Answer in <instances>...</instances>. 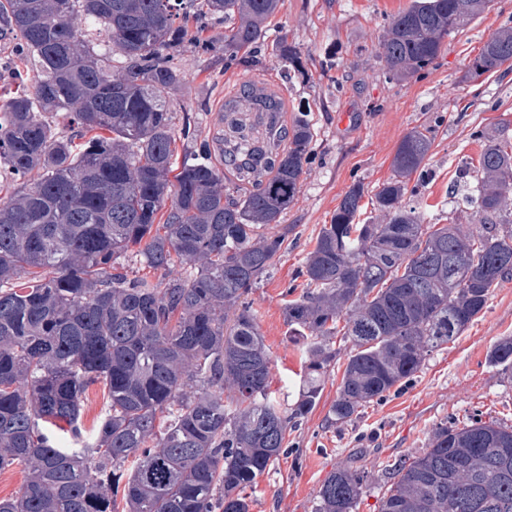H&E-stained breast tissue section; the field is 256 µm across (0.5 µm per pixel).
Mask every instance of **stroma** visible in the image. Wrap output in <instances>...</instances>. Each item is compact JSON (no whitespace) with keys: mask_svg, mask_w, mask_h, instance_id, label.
I'll list each match as a JSON object with an SVG mask.
<instances>
[{"mask_svg":"<svg viewBox=\"0 0 512 512\" xmlns=\"http://www.w3.org/2000/svg\"><path fill=\"white\" fill-rule=\"evenodd\" d=\"M411 0H282L257 55L259 66L225 67L223 53L184 48L183 80L166 94L175 126L191 121L199 138L212 139L213 118L226 103L247 108L244 87L277 91L289 114L305 109L315 130L301 188L283 218L293 225L288 247L273 261L249 301L270 349V389L285 407L298 399L305 354L289 336L285 292L330 223L342 195L362 183L366 195L392 174L400 141L413 127L429 125L436 136L425 160L427 175L411 203L428 224L471 222L473 180L481 146L475 134L498 123L512 127V61L476 80L465 77L491 34L512 26V0H493L480 18L448 38L434 65L406 81L389 79L380 58L392 15ZM302 53L303 75L283 82L273 43L279 32ZM512 336V279L493 289L487 306L454 342L429 352L410 382L366 407L344 425L327 421L340 372L326 379L321 399L296 429L287 450L257 479L251 512H313L317 492L336 466L355 461L365 470L356 512H377L389 485L388 467L423 452L436 427L478 416L512 426V382L490 360L497 341Z\"/></svg>","mask_w":512,"mask_h":512,"instance_id":"1","label":"stroma"}]
</instances>
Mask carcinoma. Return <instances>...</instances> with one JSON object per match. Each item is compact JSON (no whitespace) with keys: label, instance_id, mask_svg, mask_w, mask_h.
Masks as SVG:
<instances>
[{"label":"carcinoma","instance_id":"obj_1","mask_svg":"<svg viewBox=\"0 0 512 512\" xmlns=\"http://www.w3.org/2000/svg\"><path fill=\"white\" fill-rule=\"evenodd\" d=\"M492 0H412L381 43L389 78L427 70L443 42ZM280 0H0V34L17 41L25 72L0 100V174L27 187L0 200V472L25 466L0 512H251L246 495L283 453L288 428L319 402L351 343L327 421L344 424L409 381L428 352L452 342L512 278V141L478 134L476 210L464 231L426 235L405 204L434 140L425 126L399 144L394 175L377 186L379 221L360 224L365 188L343 194L298 272L306 290L286 303L308 360L292 408L272 397V360L249 295L282 251L314 138L297 116L282 136L283 101L251 147L224 112L230 173L190 124L175 152L165 92L182 80L177 56L224 42V65L254 56ZM195 18L196 30L188 27ZM235 20L224 39L209 20ZM284 78L301 51L275 43ZM120 55L112 66V55ZM512 61V27L471 59L476 80ZM107 130L110 137L95 134ZM93 136H88V133ZM170 202L163 224L158 212ZM135 252L154 284L121 262ZM189 263L186 277L174 267ZM491 359L512 381V336ZM108 391L85 439L81 402ZM378 512H512V427L473 418L440 426L429 448L393 464ZM364 472L331 471L314 512H356Z\"/></svg>","mask_w":512,"mask_h":512}]
</instances>
